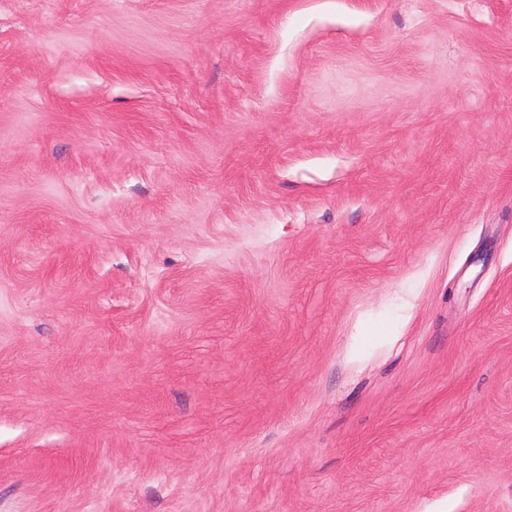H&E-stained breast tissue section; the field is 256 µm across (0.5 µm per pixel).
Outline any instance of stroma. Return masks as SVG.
<instances>
[{"mask_svg": "<svg viewBox=\"0 0 512 512\" xmlns=\"http://www.w3.org/2000/svg\"><path fill=\"white\" fill-rule=\"evenodd\" d=\"M0 512H512V0H0Z\"/></svg>", "mask_w": 512, "mask_h": 512, "instance_id": "obj_1", "label": "stroma"}]
</instances>
